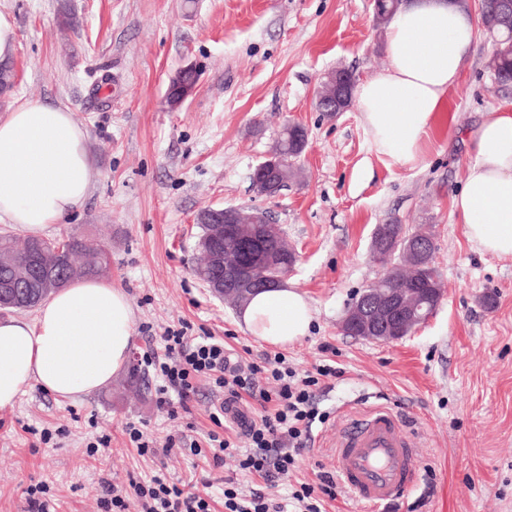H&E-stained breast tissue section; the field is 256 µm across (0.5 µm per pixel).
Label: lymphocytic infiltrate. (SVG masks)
<instances>
[{
	"label": "lymphocytic infiltrate",
	"instance_id": "lymphocytic-infiltrate-1",
	"mask_svg": "<svg viewBox=\"0 0 512 512\" xmlns=\"http://www.w3.org/2000/svg\"><path fill=\"white\" fill-rule=\"evenodd\" d=\"M188 323L166 328L161 336L165 354L153 360L160 380L158 400L170 419L189 412L199 380H208L222 402L209 414L213 425L208 439L214 463L234 454L242 472L263 479L264 490L241 495L235 485L224 488V512H324L334 499L333 476L320 475L318 483H304L291 493L290 503L271 497V488L286 478L305 451L315 422L326 421L313 402L312 389L321 378L337 376L339 368L322 364L315 371L299 373L282 357L241 365L231 362L222 341L211 336L190 337ZM265 377L267 387L257 385ZM253 400V416L238 407ZM127 495L107 493L100 499L102 512H211L207 496L188 493L161 476L130 477Z\"/></svg>",
	"mask_w": 512,
	"mask_h": 512
}]
</instances>
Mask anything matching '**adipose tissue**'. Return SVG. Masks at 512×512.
<instances>
[{
	"mask_svg": "<svg viewBox=\"0 0 512 512\" xmlns=\"http://www.w3.org/2000/svg\"><path fill=\"white\" fill-rule=\"evenodd\" d=\"M460 0H406L384 30L389 65L355 89L378 153L423 162L446 95L474 41ZM89 134L68 109L30 99L0 118V220L39 234L83 206L97 173ZM472 163L452 210L483 252L512 258V112L491 109L469 136ZM313 311L291 288L263 290L240 320L251 336L285 346L307 335ZM135 311L112 283L89 278L50 296L34 321L0 320V408L37 384L76 400L109 384L127 364Z\"/></svg>",
	"mask_w": 512,
	"mask_h": 512,
	"instance_id": "1",
	"label": "adipose tissue"
}]
</instances>
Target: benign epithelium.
Wrapping results in <instances>:
<instances>
[{"label":"benign epithelium","instance_id":"1","mask_svg":"<svg viewBox=\"0 0 512 512\" xmlns=\"http://www.w3.org/2000/svg\"><path fill=\"white\" fill-rule=\"evenodd\" d=\"M194 91L195 85L181 84L177 94L165 97L164 103L170 111L176 112ZM317 99L330 112L345 111L351 104V87L346 74L342 71L328 74L320 82ZM241 216V209L233 206L200 214V219L207 224V233L200 240V246L209 258L206 284L220 298L224 297L226 288L235 289L238 307L259 289L281 287L297 261L296 254L289 248L282 255L264 249L257 228L275 234L279 231L278 225L266 220L260 225L243 224ZM229 233L235 234L243 246L238 256L228 254L222 248L224 235ZM431 242L432 236L422 231L408 232L403 228L399 235L393 237L385 225L378 224L372 234L371 247L374 252L385 251L391 255L393 263L388 265V270L393 272L407 258L420 267L432 266ZM38 261L43 295L47 296L68 284L69 278L56 274L65 262L63 255L42 254ZM442 296L443 290L427 280L414 281L410 287L400 290L385 288L374 281L362 289L359 299L347 310L342 330L377 342L401 340L434 313Z\"/></svg>","mask_w":512,"mask_h":512}]
</instances>
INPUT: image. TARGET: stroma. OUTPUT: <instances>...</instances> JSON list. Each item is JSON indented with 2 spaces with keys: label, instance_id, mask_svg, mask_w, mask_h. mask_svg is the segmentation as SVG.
Returning <instances> with one entry per match:
<instances>
[{
  "label": "stroma",
  "instance_id": "1",
  "mask_svg": "<svg viewBox=\"0 0 512 512\" xmlns=\"http://www.w3.org/2000/svg\"><path fill=\"white\" fill-rule=\"evenodd\" d=\"M67 11L78 27L63 25ZM0 13L15 24L18 75L0 117L30 98L67 107L88 130L98 172L83 207L45 237L76 235L107 249L105 279L126 291L136 315L129 361L108 386L77 400L31 386L0 409V512H28L24 490L36 483L56 512H101L103 485L121 494L130 475L159 468L217 500L228 478L245 495L260 488L236 458L213 464L208 383L177 420L157 402L143 357L182 320L245 362L279 352L302 372L328 358L342 369L316 392L328 419L314 426L281 493L335 473L344 413L387 406L422 456L413 487L378 512H512V260L481 252L452 213L472 161L467 131L489 109L512 111V87L495 84L488 68L489 33L478 30L426 160L411 167L373 149L357 107L328 117L315 106L327 72L361 81L387 67L372 0H0ZM188 65L199 73L195 92L168 111L169 79ZM290 122L308 133L300 178L277 197L258 195L250 174ZM230 206L268 211L299 254L286 284L314 318L307 336L282 349L240 329L237 310L193 273L198 212ZM378 224L431 226L445 289L426 323L389 344L340 329L381 271L370 253ZM130 421L156 455L130 445ZM102 435L110 445L89 452ZM191 441L201 454H191Z\"/></svg>",
  "mask_w": 512,
  "mask_h": 512
}]
</instances>
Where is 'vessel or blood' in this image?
<instances>
[{"instance_id": "1", "label": "vessel or blood", "mask_w": 512, "mask_h": 512, "mask_svg": "<svg viewBox=\"0 0 512 512\" xmlns=\"http://www.w3.org/2000/svg\"><path fill=\"white\" fill-rule=\"evenodd\" d=\"M335 447L340 481L369 508L402 498L419 469L420 451L403 421L388 407L350 420Z\"/></svg>"}]
</instances>
